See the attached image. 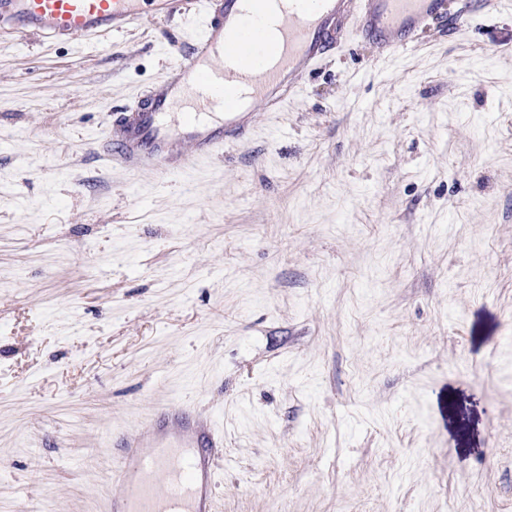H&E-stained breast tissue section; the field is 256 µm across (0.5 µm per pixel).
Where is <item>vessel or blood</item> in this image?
<instances>
[{
  "instance_id": "vessel-or-blood-1",
  "label": "vessel or blood",
  "mask_w": 512,
  "mask_h": 512,
  "mask_svg": "<svg viewBox=\"0 0 512 512\" xmlns=\"http://www.w3.org/2000/svg\"><path fill=\"white\" fill-rule=\"evenodd\" d=\"M442 0H204L201 33L166 75L104 130L112 162L159 176L194 169L246 142L252 107L281 111L329 47L347 36L379 55L404 47ZM152 9L180 13L183 0H0V28L55 39L104 37ZM157 418L115 442L121 487L107 512H214L212 434L187 427L178 444L148 443Z\"/></svg>"
}]
</instances>
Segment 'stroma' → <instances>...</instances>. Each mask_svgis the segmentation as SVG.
I'll return each instance as SVG.
<instances>
[{"label": "stroma", "mask_w": 512, "mask_h": 512, "mask_svg": "<svg viewBox=\"0 0 512 512\" xmlns=\"http://www.w3.org/2000/svg\"><path fill=\"white\" fill-rule=\"evenodd\" d=\"M349 38L162 179L102 130L201 32H0V512H102L112 440L224 436L215 512H512V0Z\"/></svg>", "instance_id": "obj_1"}]
</instances>
